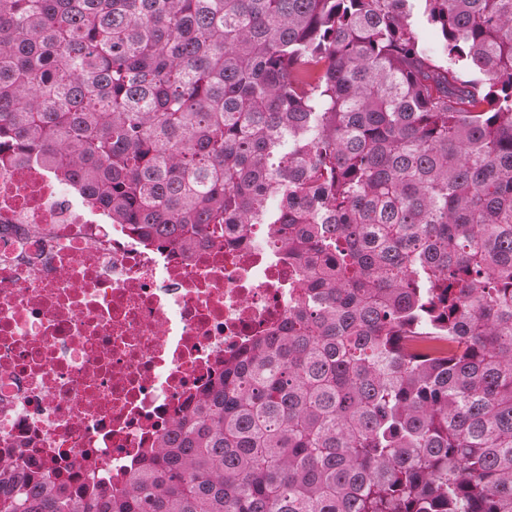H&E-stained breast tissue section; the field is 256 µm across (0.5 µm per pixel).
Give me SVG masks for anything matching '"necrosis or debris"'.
I'll return each instance as SVG.
<instances>
[{
    "label": "necrosis or debris",
    "instance_id": "1",
    "mask_svg": "<svg viewBox=\"0 0 512 512\" xmlns=\"http://www.w3.org/2000/svg\"><path fill=\"white\" fill-rule=\"evenodd\" d=\"M147 245L34 160L0 164V460L116 482L225 357L284 323L264 225Z\"/></svg>",
    "mask_w": 512,
    "mask_h": 512
}]
</instances>
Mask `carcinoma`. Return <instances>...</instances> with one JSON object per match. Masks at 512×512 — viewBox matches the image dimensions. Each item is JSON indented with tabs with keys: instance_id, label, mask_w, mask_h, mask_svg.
<instances>
[{
	"instance_id": "obj_1",
	"label": "carcinoma",
	"mask_w": 512,
	"mask_h": 512,
	"mask_svg": "<svg viewBox=\"0 0 512 512\" xmlns=\"http://www.w3.org/2000/svg\"><path fill=\"white\" fill-rule=\"evenodd\" d=\"M3 149L299 292L119 486L0 512H512V0H0Z\"/></svg>"
}]
</instances>
